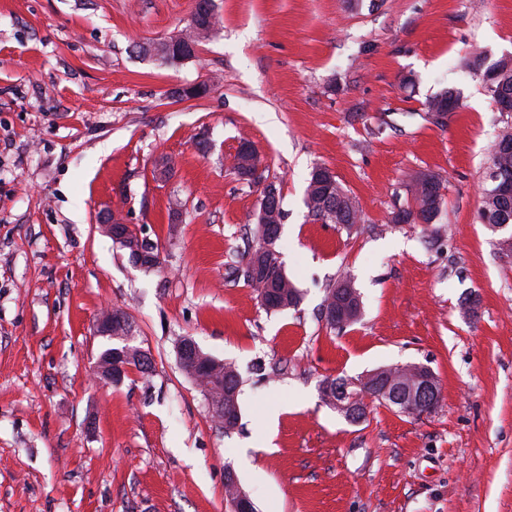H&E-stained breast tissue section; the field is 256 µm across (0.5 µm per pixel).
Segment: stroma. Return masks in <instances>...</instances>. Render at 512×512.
<instances>
[{"label": "stroma", "mask_w": 512, "mask_h": 512, "mask_svg": "<svg viewBox=\"0 0 512 512\" xmlns=\"http://www.w3.org/2000/svg\"><path fill=\"white\" fill-rule=\"evenodd\" d=\"M193 4L0 0V512H228L229 469L257 512H512V255L479 219L512 112L468 65L512 54V0H214L195 58L140 53ZM201 82L203 97L172 94ZM447 90L461 107L440 127L423 104ZM243 138L282 196L295 310L265 311L233 274L262 192L233 169ZM317 165L360 224L309 217ZM421 170L445 185L435 242L390 221ZM115 211L158 243L162 272L101 233ZM344 275L363 310L339 330L321 308ZM106 304L133 320L149 375L94 377ZM187 337L239 369L231 433L178 365ZM399 364L436 375L434 413L374 402L352 423L320 396Z\"/></svg>", "instance_id": "stroma-1"}]
</instances>
